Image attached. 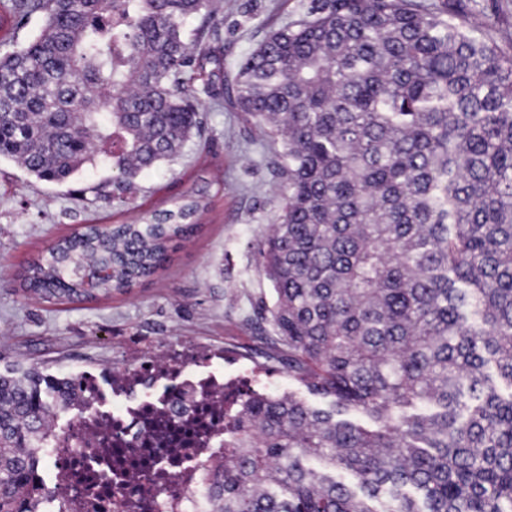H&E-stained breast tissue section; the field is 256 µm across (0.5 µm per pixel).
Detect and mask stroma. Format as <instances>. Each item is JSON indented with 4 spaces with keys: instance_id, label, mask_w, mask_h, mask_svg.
I'll return each instance as SVG.
<instances>
[{
    "instance_id": "1",
    "label": "stroma",
    "mask_w": 512,
    "mask_h": 512,
    "mask_svg": "<svg viewBox=\"0 0 512 512\" xmlns=\"http://www.w3.org/2000/svg\"><path fill=\"white\" fill-rule=\"evenodd\" d=\"M308 3L224 0L226 65L255 49L270 29L301 19ZM459 6L486 24L501 48H512V0ZM202 117L200 137L174 163L140 172L128 206L110 195V168L89 167L55 183L0 160V370L36 367L69 378L102 363L127 364L129 344L146 353L161 340L184 337L273 352L270 327L255 304L273 298L256 246L284 205L271 166L276 146L242 113L206 104ZM200 188L208 206L198 230L150 280L91 302L23 291L25 270L57 240L89 224L123 223Z\"/></svg>"
}]
</instances>
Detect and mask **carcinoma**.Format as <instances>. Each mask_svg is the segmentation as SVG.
Here are the masks:
<instances>
[{
  "label": "carcinoma",
  "mask_w": 512,
  "mask_h": 512,
  "mask_svg": "<svg viewBox=\"0 0 512 512\" xmlns=\"http://www.w3.org/2000/svg\"><path fill=\"white\" fill-rule=\"evenodd\" d=\"M33 16L0 53V158L35 178L108 166L125 204L199 133L203 95L280 145L257 310L325 404L244 399L202 465L208 512H512V52L448 0H310L231 73L218 0H0L1 32ZM204 194L58 241L25 290L154 276ZM71 388L0 373V512H38L45 419Z\"/></svg>",
  "instance_id": "cac0c4a2"
}]
</instances>
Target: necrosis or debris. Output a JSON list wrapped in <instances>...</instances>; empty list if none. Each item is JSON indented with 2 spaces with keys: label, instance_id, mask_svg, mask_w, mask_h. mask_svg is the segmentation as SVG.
<instances>
[{
  "label": "necrosis or debris",
  "instance_id": "1",
  "mask_svg": "<svg viewBox=\"0 0 512 512\" xmlns=\"http://www.w3.org/2000/svg\"><path fill=\"white\" fill-rule=\"evenodd\" d=\"M262 366L230 350L184 339L121 368L78 380L66 425L48 416L45 512H204L203 461L224 443V416L265 388Z\"/></svg>",
  "mask_w": 512,
  "mask_h": 512
}]
</instances>
